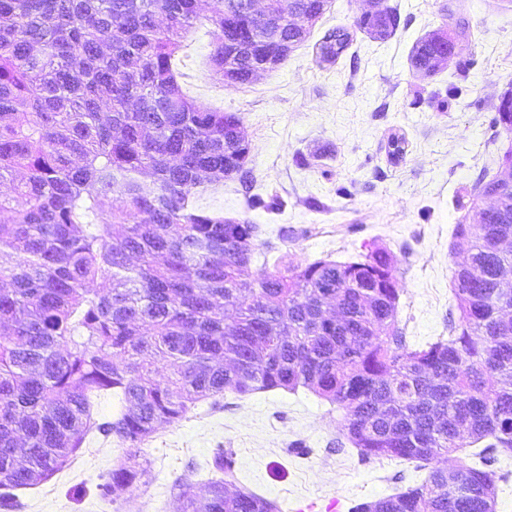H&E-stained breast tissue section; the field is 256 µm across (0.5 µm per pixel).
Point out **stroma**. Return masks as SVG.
Returning <instances> with one entry per match:
<instances>
[{
  "mask_svg": "<svg viewBox=\"0 0 512 512\" xmlns=\"http://www.w3.org/2000/svg\"><path fill=\"white\" fill-rule=\"evenodd\" d=\"M399 25L385 40L359 31L368 0H330L304 43L252 82L224 87L213 78V35L200 20L179 54L178 82L190 98L236 113L250 142L247 167L264 204L246 206L238 178L208 187L197 205L264 225L274 248L252 274L283 264L358 260L371 242L393 255L397 321L417 347L447 335L456 314L452 253L455 227L467 223L481 185L496 177L512 150L497 107L512 93V0H384ZM338 27L353 40L333 63L316 58ZM447 30L458 55L426 78L409 65L419 38ZM405 140L393 156L392 136ZM287 240H278L280 227ZM234 467L212 464L217 449ZM143 451L145 483L133 495L101 499L96 485L121 450L90 432L77 457L52 478L16 490L17 512H174L178 492L212 480L274 502L279 512L315 504V512H350L362 502L420 484L428 468L362 460L346 437L342 410L307 389L241 396L225 390L176 424H161Z\"/></svg>",
  "mask_w": 512,
  "mask_h": 512,
  "instance_id": "35a3bbf8",
  "label": "stroma"
}]
</instances>
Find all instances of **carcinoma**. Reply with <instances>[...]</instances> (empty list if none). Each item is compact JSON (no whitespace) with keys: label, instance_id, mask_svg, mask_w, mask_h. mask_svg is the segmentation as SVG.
I'll use <instances>...</instances> for the list:
<instances>
[{"label":"carcinoma","instance_id":"1","mask_svg":"<svg viewBox=\"0 0 512 512\" xmlns=\"http://www.w3.org/2000/svg\"><path fill=\"white\" fill-rule=\"evenodd\" d=\"M225 0H210L214 77H255L270 40H305L279 0L225 46ZM198 0H0V182L23 173V207L0 224V488L49 479L98 429L125 445L98 484L104 499L137 489L139 447L160 423L224 395L305 388L344 412L363 460L425 464L491 438L512 452V154L486 182L472 221L456 225L457 318L450 336L408 345L397 326L390 252L319 259L252 277L260 227L199 209L198 189L239 177L250 144L240 118L197 103L173 60L199 18ZM397 15L378 18L379 39ZM352 41L336 28L318 44L336 60ZM448 64L438 32L410 65ZM152 178L147 187L140 176ZM108 282L100 292L91 287ZM169 369L164 382L154 366ZM117 398L93 420L92 399ZM493 457L482 467L434 466L420 486L351 512H494ZM269 500L215 481L176 497L175 512H275Z\"/></svg>","mask_w":512,"mask_h":512}]
</instances>
